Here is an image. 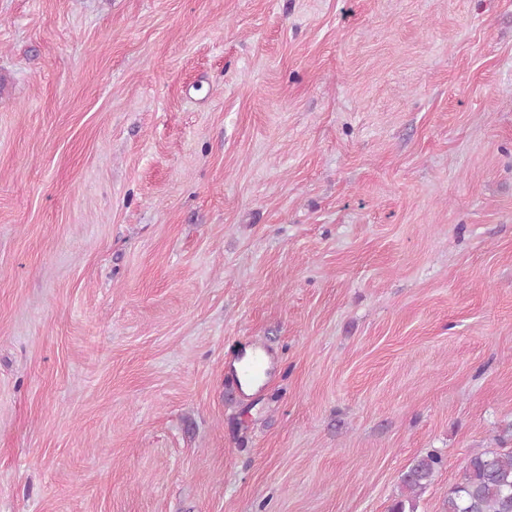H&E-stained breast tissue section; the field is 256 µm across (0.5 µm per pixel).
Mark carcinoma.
<instances>
[{
	"instance_id": "cac0c4a2",
	"label": "carcinoma",
	"mask_w": 512,
	"mask_h": 512,
	"mask_svg": "<svg viewBox=\"0 0 512 512\" xmlns=\"http://www.w3.org/2000/svg\"><path fill=\"white\" fill-rule=\"evenodd\" d=\"M442 466L435 450L416 458L402 476L407 494L390 512H416L414 497L434 480ZM444 512H512V451L487 449L468 459L461 480L448 493Z\"/></svg>"
}]
</instances>
